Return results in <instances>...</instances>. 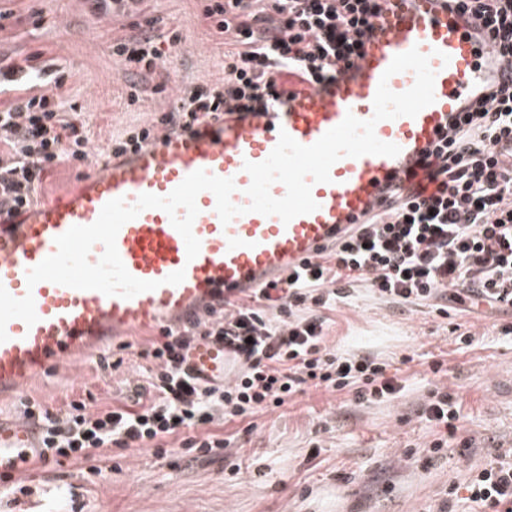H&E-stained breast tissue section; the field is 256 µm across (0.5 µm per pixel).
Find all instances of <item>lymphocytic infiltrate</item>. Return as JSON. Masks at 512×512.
<instances>
[{"instance_id": "lymphocytic-infiltrate-1", "label": "lymphocytic infiltrate", "mask_w": 512, "mask_h": 512, "mask_svg": "<svg viewBox=\"0 0 512 512\" xmlns=\"http://www.w3.org/2000/svg\"><path fill=\"white\" fill-rule=\"evenodd\" d=\"M379 0H209L204 16L216 33L231 35L224 81L182 90L161 125L178 132L245 112L283 95L282 73L314 84L336 77L358 55ZM483 14L497 52L512 61V0H467ZM145 20L137 35L113 42L112 53L141 80L157 74L161 43L178 31L155 32ZM89 123L60 97L35 93L0 106V216L37 200L44 175L62 164H89ZM431 193L398 188L388 208L375 212L346 238L325 247L279 283L224 302L223 314L180 329L162 330L145 349L127 401L104 410L70 402L65 413L26 402L22 414L41 427L42 465L71 459L99 474L100 448L152 447L167 453L176 438L186 452L218 457L229 439L218 426L283 406L315 387L348 394L359 404L404 395L389 362L369 353H341L327 343L329 311L349 304L356 288L396 306H427L438 315L450 305L512 306V81L488 103L467 113L424 162ZM202 336L222 340L241 361L233 380L210 383L186 368ZM420 418L442 434L427 451L442 454L460 413L452 393L437 387L423 396ZM466 490L482 512H512V459L498 456L476 471Z\"/></svg>"}]
</instances>
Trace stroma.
Segmentation results:
<instances>
[{
  "label": "stroma",
  "mask_w": 512,
  "mask_h": 512,
  "mask_svg": "<svg viewBox=\"0 0 512 512\" xmlns=\"http://www.w3.org/2000/svg\"><path fill=\"white\" fill-rule=\"evenodd\" d=\"M203 0H141L140 18L157 30L178 29L181 41L163 47L161 92L130 101L134 75L112 54L113 40L133 35L131 17L98 13L91 0H0V57L34 54L58 62L66 76L51 94L76 104L91 129L94 155L113 136L169 111L179 89L224 80L222 36L203 15ZM328 343L340 351H369L398 362L408 391L384 404H357L350 395L312 390L251 423L224 425L235 442L222 458L151 450H98L101 472L85 467L40 468L37 490L0 498V512H56L59 485L76 495L79 512H476L463 486L494 455L512 450V338L500 335L512 314L456 310L444 318L423 306L408 312L358 290L352 303L330 312ZM473 342L462 347L458 331ZM153 337H129L124 363L102 371L95 358L72 359L32 383L24 398L53 412L82 401L93 410L121 403ZM443 363L440 373L430 364ZM447 386L460 409L459 429L438 458L423 450L431 427L416 418L422 394ZM240 464L241 472L229 468ZM460 485L447 500L449 485Z\"/></svg>",
  "instance_id": "obj_1"
}]
</instances>
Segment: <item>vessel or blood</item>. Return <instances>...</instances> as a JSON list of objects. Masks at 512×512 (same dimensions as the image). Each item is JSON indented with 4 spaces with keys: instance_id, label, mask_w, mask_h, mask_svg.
<instances>
[{
    "instance_id": "obj_1",
    "label": "vessel or blood",
    "mask_w": 512,
    "mask_h": 512,
    "mask_svg": "<svg viewBox=\"0 0 512 512\" xmlns=\"http://www.w3.org/2000/svg\"><path fill=\"white\" fill-rule=\"evenodd\" d=\"M428 56L435 73L433 104L416 117L377 123L381 141L399 146L397 156L344 157L331 180L313 184L318 208L282 222L250 212L222 224L212 192L197 197L193 233L201 243L195 258L166 212L147 209L118 232L119 255L131 275L157 282L155 290L125 299L48 281L28 286L26 273L56 251L55 239L70 227L93 224L115 198L134 203L143 193L167 196L190 173L203 169L233 179L235 205H248L251 182L245 162L265 160L280 133L308 146L340 124L346 114L361 120L374 113L380 80L396 93L410 89L413 72L385 77L394 56L411 48ZM58 76L55 64L38 60L29 75L30 91L45 89ZM512 79V63L491 47L488 29L474 11L454 0H380V11L363 39L360 53L335 79L302 84L289 77L292 93L276 106L236 113L217 122L164 135L159 146L128 152L102 164L51 201L0 221V285L16 298L32 295L38 320L8 322L0 343V397L22 396L68 355L98 354L128 332L158 331L195 320L218 307L225 295L275 282L340 236L350 225L378 211L390 192L419 171L425 157L466 112ZM184 271L177 285L166 277ZM197 376L224 382L236 366L223 344L197 342L188 361ZM39 435L30 420L0 419V495L20 477L35 474L32 450Z\"/></svg>"
}]
</instances>
